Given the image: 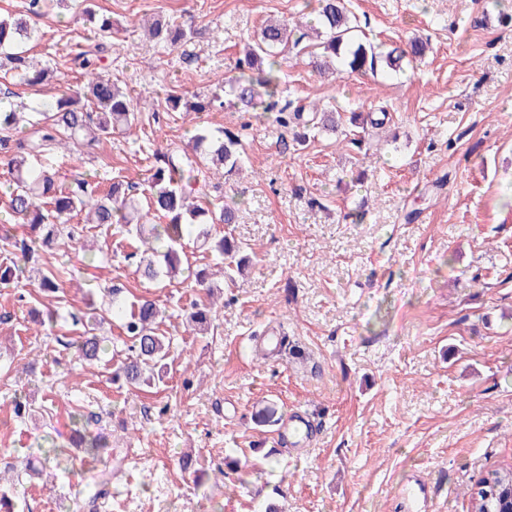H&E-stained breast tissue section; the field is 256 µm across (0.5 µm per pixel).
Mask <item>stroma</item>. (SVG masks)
<instances>
[{
	"mask_svg": "<svg viewBox=\"0 0 512 512\" xmlns=\"http://www.w3.org/2000/svg\"><path fill=\"white\" fill-rule=\"evenodd\" d=\"M345 4L382 49L429 42L403 71L338 80L310 55H287L289 98L382 122L360 131L366 163L327 137L283 151L287 132L255 113L166 109L171 93L210 95L263 22L297 16L302 0H92L108 34L72 0L33 17L27 0H0V14L37 29L31 54L55 71L20 87V101L38 107L82 86L75 59L96 51L99 71L132 89L147 121L135 144L115 134L82 151L58 145L48 162L60 181L141 183L154 150L188 149L198 129L249 127L242 174L214 193L240 199L230 230L254 254L234 281L213 275V295L190 279H142L127 243L95 224L40 248L33 271L0 287V459L40 445L71 458L67 473L16 484L28 512L90 495L103 468L112 490L96 512H264L270 502L281 512H468L474 481L512 465V0ZM153 15L194 38L145 37L140 23ZM42 270L59 280L53 296L38 290ZM112 282L164 314L173 343L154 386L114 380L119 326L100 359L71 346L83 333L71 313L101 305L98 288ZM209 299L211 335L189 334L194 304ZM48 309L58 313L50 329L37 321ZM264 328L285 329L292 349L264 358L254 338ZM21 394L32 408L23 419L12 413ZM163 404V420H145L144 407ZM265 407L308 420L309 440L292 446L257 425ZM82 411L102 418V463L68 445Z\"/></svg>",
	"mask_w": 512,
	"mask_h": 512,
	"instance_id": "35a3bbf8",
	"label": "stroma"
}]
</instances>
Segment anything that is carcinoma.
I'll list each match as a JSON object with an SVG mask.
<instances>
[{"instance_id":"cac0c4a2","label":"carcinoma","mask_w":512,"mask_h":512,"mask_svg":"<svg viewBox=\"0 0 512 512\" xmlns=\"http://www.w3.org/2000/svg\"><path fill=\"white\" fill-rule=\"evenodd\" d=\"M317 8L311 23L298 18L292 22L265 23L254 44L238 58L236 75L219 84L205 102L185 104V111L230 108L238 112H261L279 127L293 134L300 145L321 133L341 131L342 117L335 106L322 109L315 104L291 108L292 102L279 105L282 85V56L298 47L313 33L320 38L311 55L316 68L331 70L338 63L348 74L376 73L385 68L399 72L406 58L421 57L427 43L410 42L409 49L394 48L382 54L361 40L357 25L342 0H316ZM85 22L106 32L112 28L107 17H99L90 0L79 3ZM144 29L152 38L164 39L172 45L187 42L191 31L160 20L145 22ZM35 30L23 21L0 16V71L19 85L37 86L48 70H34L29 63L27 45L34 40ZM87 84L76 94L60 95L42 112H25L13 101L14 93L0 90V155L7 158L10 174L8 198L10 218L0 221V246L9 249L10 262L0 265V285L15 280L16 271L34 260L41 244L38 231L47 229L45 239L64 234L73 238L78 226L75 216L85 214L84 223L135 226L142 247L133 246L126 253L129 264L148 279L174 277L185 255L186 241L211 242L213 251L227 262L224 275L231 277L233 268H241L244 259L233 261L240 252L232 237H212L214 224H234L238 213L235 203L226 200L203 202L192 194L199 177L218 175L230 177L242 170L243 147L240 134L221 130L194 136V149L202 154L196 161L187 156L163 154L161 164L152 168L145 188L132 183L114 181L102 194L84 180L69 186L58 183L55 172L41 163V156L54 150L62 137L79 141L100 133L118 132L127 137L136 135L142 117L134 110L132 90L123 89L118 81L94 72L87 74ZM17 224L28 227L27 236L14 232ZM118 288L107 289L112 315L121 320L128 342L125 357L115 371L134 386H151L163 378L169 355L170 337L157 333L162 311L150 300L123 308ZM73 322L85 323V336L78 341V356L95 360L104 352L103 338L94 334L92 318L82 315ZM79 447L97 454L109 447L100 435L79 437ZM51 450L38 449L27 454L20 466L8 471L20 477L35 469L34 461H50ZM13 484L0 485V512H22L12 494ZM470 512H512V467H498L480 477L469 493Z\"/></svg>"}]
</instances>
